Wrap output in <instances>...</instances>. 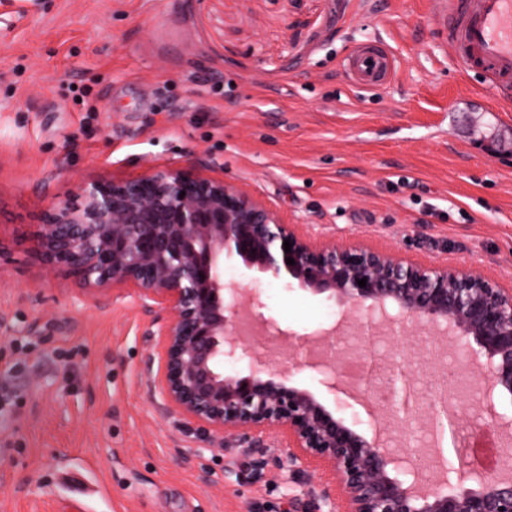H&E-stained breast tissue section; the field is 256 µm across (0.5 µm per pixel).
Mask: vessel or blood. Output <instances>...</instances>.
Listing matches in <instances>:
<instances>
[{
	"instance_id": "1",
	"label": "vessel or blood",
	"mask_w": 512,
	"mask_h": 512,
	"mask_svg": "<svg viewBox=\"0 0 512 512\" xmlns=\"http://www.w3.org/2000/svg\"><path fill=\"white\" fill-rule=\"evenodd\" d=\"M448 30V48L460 73L481 71L486 87L512 85V0H433ZM344 67L367 89H378L394 75L388 49H362Z\"/></svg>"
}]
</instances>
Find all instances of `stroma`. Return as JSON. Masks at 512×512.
Segmentation results:
<instances>
[{
    "label": "stroma",
    "instance_id": "obj_1",
    "mask_svg": "<svg viewBox=\"0 0 512 512\" xmlns=\"http://www.w3.org/2000/svg\"><path fill=\"white\" fill-rule=\"evenodd\" d=\"M396 58L385 88L343 68L355 48ZM479 73H458L431 0H0V512H70V467L101 488L87 512H316L277 462L253 476L244 448L205 449L154 391L160 315L130 297L92 300L48 271L33 238L79 184L196 164L316 239L393 247L512 285V112ZM256 291L275 330L257 346L329 409L372 434L390 411V370L413 371L385 425L399 451L427 431L434 391L479 437L512 400H480L483 381L457 343L383 337L367 380L331 391L296 362L307 336L359 320L324 295L224 261Z\"/></svg>",
    "mask_w": 512,
    "mask_h": 512
}]
</instances>
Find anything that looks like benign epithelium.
<instances>
[{"label":"benign epithelium","instance_id":"obj_1","mask_svg":"<svg viewBox=\"0 0 512 512\" xmlns=\"http://www.w3.org/2000/svg\"><path fill=\"white\" fill-rule=\"evenodd\" d=\"M78 197L45 213L35 251L90 299L115 291L164 314L158 393L186 424L221 448L248 444L258 475L269 465L267 435L281 431L288 464L319 474L333 512L338 495L341 512H512V475L497 470L473 469L437 495L401 480L407 455L368 439L258 360L235 320L244 289L224 281L223 270L224 258L235 256L249 269L286 274L306 291L365 310L373 321L391 320L392 307L411 327L448 330L481 366L489 404L512 399V287L447 261L414 263L390 249L312 240L264 201L194 164L83 183ZM243 358L256 362L249 374L224 372V360ZM307 367L336 384L333 337Z\"/></svg>","mask_w":512,"mask_h":512}]
</instances>
